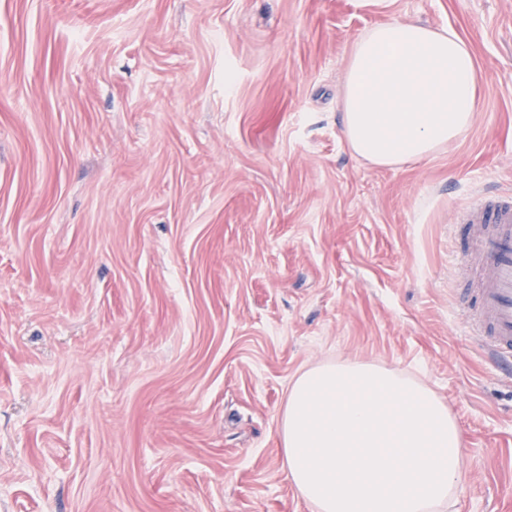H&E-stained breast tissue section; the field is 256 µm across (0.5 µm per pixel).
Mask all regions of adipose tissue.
I'll return each mask as SVG.
<instances>
[{
  "instance_id": "adipose-tissue-1",
  "label": "adipose tissue",
  "mask_w": 512,
  "mask_h": 512,
  "mask_svg": "<svg viewBox=\"0 0 512 512\" xmlns=\"http://www.w3.org/2000/svg\"><path fill=\"white\" fill-rule=\"evenodd\" d=\"M352 151L383 166L462 136L478 110L471 46L452 29L388 20L354 45L342 85ZM288 476L318 512H442L460 488L463 434L428 387L358 361L292 381Z\"/></svg>"
}]
</instances>
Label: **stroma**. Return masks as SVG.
<instances>
[{"instance_id": "obj_1", "label": "stroma", "mask_w": 512, "mask_h": 512, "mask_svg": "<svg viewBox=\"0 0 512 512\" xmlns=\"http://www.w3.org/2000/svg\"><path fill=\"white\" fill-rule=\"evenodd\" d=\"M386 19L473 48L458 140L343 134ZM512 190V0H0V512H315L294 376L360 361L463 432L451 512H512V366L459 293L458 212Z\"/></svg>"}]
</instances>
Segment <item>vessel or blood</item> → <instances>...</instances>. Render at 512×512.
<instances>
[{"label":"vessel or blood","instance_id":"obj_1","mask_svg":"<svg viewBox=\"0 0 512 512\" xmlns=\"http://www.w3.org/2000/svg\"><path fill=\"white\" fill-rule=\"evenodd\" d=\"M455 230L466 236L475 263L466 306L476 335L498 360H512V193L481 195L459 212Z\"/></svg>","mask_w":512,"mask_h":512}]
</instances>
